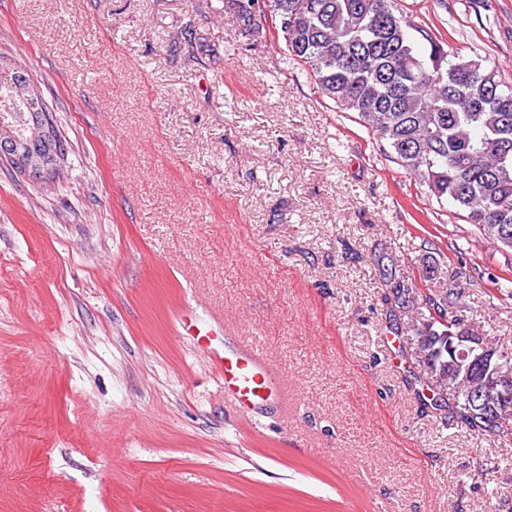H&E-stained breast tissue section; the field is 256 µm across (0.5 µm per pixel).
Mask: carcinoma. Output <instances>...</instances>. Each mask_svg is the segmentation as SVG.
<instances>
[{
  "mask_svg": "<svg viewBox=\"0 0 512 512\" xmlns=\"http://www.w3.org/2000/svg\"><path fill=\"white\" fill-rule=\"evenodd\" d=\"M249 23L271 18L285 60L302 66L322 97L386 144L399 165L438 199L466 214L485 239L508 251L512 237V83L482 59L455 56L429 31L395 12L393 0H232ZM426 43L429 48L421 49ZM456 279L437 295H421L401 272L382 269L385 300L410 314H385L386 329L426 346L420 337L444 320L465 321L482 336L486 325L465 312ZM431 403L452 402L457 422L478 433L512 435V413L482 417L448 371L429 368Z\"/></svg>",
  "mask_w": 512,
  "mask_h": 512,
  "instance_id": "1",
  "label": "carcinoma"
}]
</instances>
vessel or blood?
Returning a JSON list of instances; mask_svg holds the SVG:
<instances>
[{
    "label": "vessel or blood",
    "mask_w": 512,
    "mask_h": 512,
    "mask_svg": "<svg viewBox=\"0 0 512 512\" xmlns=\"http://www.w3.org/2000/svg\"><path fill=\"white\" fill-rule=\"evenodd\" d=\"M185 333L192 336L203 359L218 373L224 395L243 415L271 400L280 399L282 382L257 348L219 351L217 341L220 327L209 324L198 326L193 315L181 319Z\"/></svg>",
    "instance_id": "1"
}]
</instances>
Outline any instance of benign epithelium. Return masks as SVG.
Returning <instances> with one entry per match:
<instances>
[{"label":"benign epithelium","mask_w":512,"mask_h":512,"mask_svg":"<svg viewBox=\"0 0 512 512\" xmlns=\"http://www.w3.org/2000/svg\"><path fill=\"white\" fill-rule=\"evenodd\" d=\"M22 122L38 130L45 125L48 113L42 111L41 102L28 96L21 98ZM9 158L21 165L27 173L41 176L52 163L54 155L42 134L22 140L14 133L10 123L0 124V159ZM448 364L464 378L475 377L477 382L470 390L472 404L481 411H493L502 404L512 402V357L507 350L483 336L468 333L463 327L448 332L446 336Z\"/></svg>","instance_id":"benign-epithelium-1"}]
</instances>
